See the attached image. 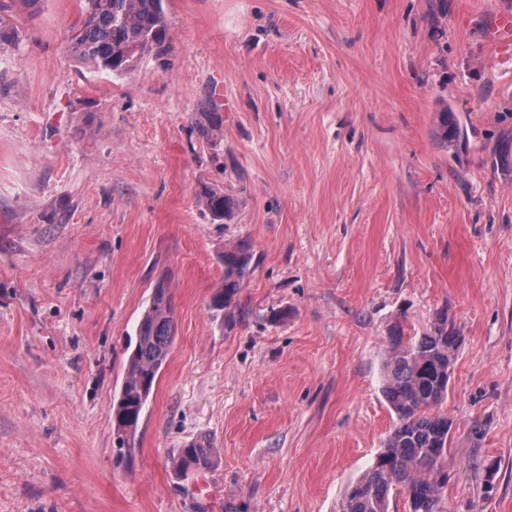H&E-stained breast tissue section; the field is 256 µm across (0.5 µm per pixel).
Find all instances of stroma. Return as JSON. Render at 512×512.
<instances>
[{
	"mask_svg": "<svg viewBox=\"0 0 512 512\" xmlns=\"http://www.w3.org/2000/svg\"><path fill=\"white\" fill-rule=\"evenodd\" d=\"M0 2V512H339L396 424L392 326L445 306L439 512H512V54L483 0H165L162 51L119 76L68 50L85 0ZM161 278L175 340L124 466L112 401ZM200 437L213 466L181 474ZM433 134L448 149H456L458 147L462 131L453 112L443 109L436 114ZM198 202L212 215L214 220H224L230 216L235 208V200L224 195L220 189L202 186L198 193ZM224 284L213 297V305L218 308L230 307L239 293L243 281L251 269L252 254L244 244L224 251ZM214 456L212 442L206 437H201L190 441L183 448H178L173 463L181 473L201 472L212 467Z\"/></svg>",
	"mask_w": 512,
	"mask_h": 512,
	"instance_id": "35a3bbf8",
	"label": "stroma"
}]
</instances>
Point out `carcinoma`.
<instances>
[{
    "instance_id": "cac0c4a2",
    "label": "carcinoma",
    "mask_w": 512,
    "mask_h": 512,
    "mask_svg": "<svg viewBox=\"0 0 512 512\" xmlns=\"http://www.w3.org/2000/svg\"><path fill=\"white\" fill-rule=\"evenodd\" d=\"M88 8L69 41V51L92 68L112 74L129 71L145 53L162 47L167 19L164 0H87ZM197 123L208 137L223 131L219 112H199ZM435 138L450 149L458 147L462 131L454 113L436 114ZM198 202L216 220L230 216L235 200L204 186ZM224 284L213 297L218 308L230 307L251 269L250 248L240 244L224 251ZM173 296L165 280L153 288L149 305L136 329L135 345L126 361L112 425L118 454L130 460L146 404L174 341ZM463 342L449 309L436 312L431 331L409 336L397 324L391 336L383 393L397 422L375 463L344 494L340 512H390V494L399 485L406 492L408 512H437L447 474L451 422L433 410L448 396V365ZM215 450L207 438L190 441L173 457L181 473L208 470Z\"/></svg>"
}]
</instances>
